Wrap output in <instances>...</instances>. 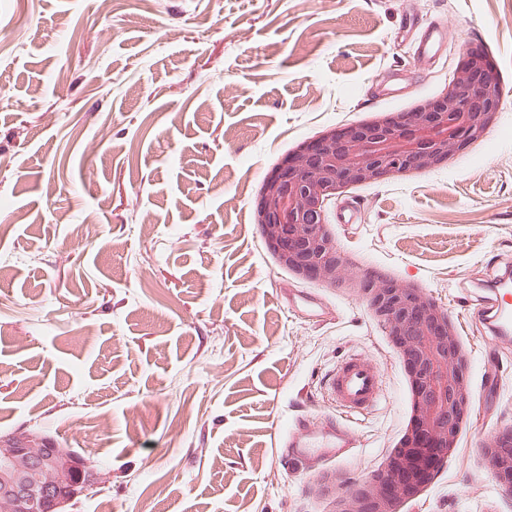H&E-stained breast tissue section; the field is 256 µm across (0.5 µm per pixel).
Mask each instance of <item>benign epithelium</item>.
Masks as SVG:
<instances>
[{
  "instance_id": "obj_1",
  "label": "benign epithelium",
  "mask_w": 512,
  "mask_h": 512,
  "mask_svg": "<svg viewBox=\"0 0 512 512\" xmlns=\"http://www.w3.org/2000/svg\"><path fill=\"white\" fill-rule=\"evenodd\" d=\"M457 76L436 99L400 117L386 115L367 125L331 128L298 149L264 180L256 220L266 248L304 279L333 284L341 256L323 230L328 201L344 187L440 165L467 141L480 136L498 114L499 83L489 58L460 55ZM370 305L389 330L411 387V417L398 445L357 492L340 499L334 512H399L415 497L456 447L468 381L458 338L448 313L421 290L389 282L371 289ZM512 429L488 446L493 474L511 480ZM65 473L51 457L32 452L21 433L0 436V508L6 512H55L100 484L93 475L62 491L45 475Z\"/></svg>"
}]
</instances>
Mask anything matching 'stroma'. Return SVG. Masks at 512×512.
I'll list each match as a JSON object with an SVG mask.
<instances>
[{"label":"stroma","mask_w":512,"mask_h":512,"mask_svg":"<svg viewBox=\"0 0 512 512\" xmlns=\"http://www.w3.org/2000/svg\"><path fill=\"white\" fill-rule=\"evenodd\" d=\"M408 16L442 45L407 96L370 99L414 69ZM475 38L502 87L490 128L434 169L328 202L335 284L280 266L255 222L264 179L330 128L440 95ZM351 199L357 222L338 223ZM505 261L512 0H0V435L93 461L105 485L70 512H334L411 415L370 306L388 280L447 311L470 387L456 448L401 512H512L485 459L512 425V347L469 297ZM352 353L383 387L351 421L360 448L289 473L288 429L335 418L328 375Z\"/></svg>","instance_id":"35a3bbf8"}]
</instances>
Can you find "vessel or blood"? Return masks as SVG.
Returning a JSON list of instances; mask_svg holds the SVG:
<instances>
[{"mask_svg":"<svg viewBox=\"0 0 512 512\" xmlns=\"http://www.w3.org/2000/svg\"><path fill=\"white\" fill-rule=\"evenodd\" d=\"M408 31L417 33L416 63L426 70L434 57L440 35L431 25L412 21ZM476 295L484 314V333L496 345H512V268L504 266L478 280ZM329 393L338 416L323 430L296 423L286 445L294 470L306 471L313 465H340L358 449L359 440L349 425L352 417L363 415L381 399V380L375 365L367 358L352 355L341 361L329 378Z\"/></svg>","mask_w":512,"mask_h":512,"instance_id":"vessel-or-blood-1","label":"vessel or blood"}]
</instances>
